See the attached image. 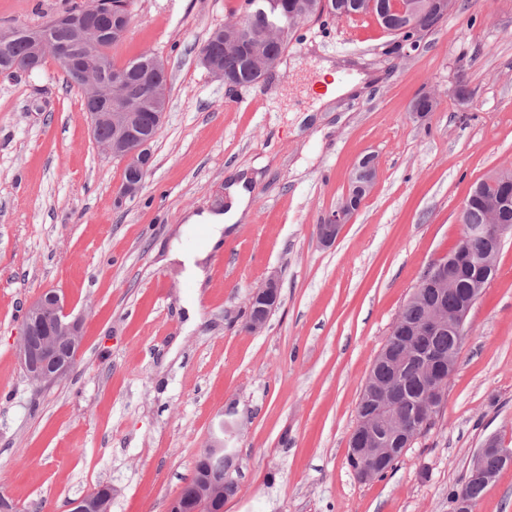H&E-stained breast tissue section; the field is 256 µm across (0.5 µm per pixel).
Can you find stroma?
I'll use <instances>...</instances> for the list:
<instances>
[{
    "mask_svg": "<svg viewBox=\"0 0 512 512\" xmlns=\"http://www.w3.org/2000/svg\"><path fill=\"white\" fill-rule=\"evenodd\" d=\"M85 2L0 0V28ZM243 10L136 0L112 57L153 52L169 102L143 188L122 202L124 165L95 142L62 64L0 75V495L20 512H65L102 484L110 512H167L228 410L241 471L224 512H454L485 440L512 448L511 237L433 425L384 477L359 481L347 461L399 312L457 244L475 183L512 168V0H457L415 50L369 15L314 19L273 72L230 89L200 49ZM325 59L354 89L317 110ZM424 94L435 109L414 118ZM369 153L375 183L324 246L317 226ZM240 172L252 177L243 220L216 241L197 235L189 217L221 212ZM201 249L199 280L182 257ZM272 275L279 304L250 331L248 298ZM47 289L83 336L69 373L40 387L16 348Z\"/></svg>",
    "mask_w": 512,
    "mask_h": 512,
    "instance_id": "1",
    "label": "stroma"
}]
</instances>
